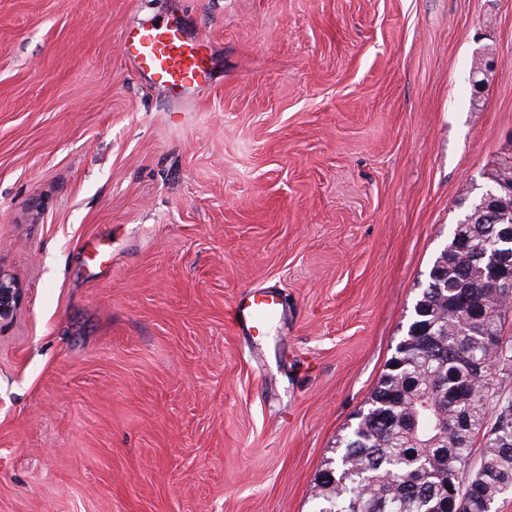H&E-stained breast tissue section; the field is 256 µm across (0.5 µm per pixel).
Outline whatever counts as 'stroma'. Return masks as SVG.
Wrapping results in <instances>:
<instances>
[{"label": "stroma", "instance_id": "obj_1", "mask_svg": "<svg viewBox=\"0 0 512 512\" xmlns=\"http://www.w3.org/2000/svg\"><path fill=\"white\" fill-rule=\"evenodd\" d=\"M172 16L182 101L121 48ZM509 161L512 0H0V512H310ZM20 297L16 283L5 279L0 274V320L6 319L12 313ZM281 312L282 303L276 288H255L230 308L227 322L241 336H261Z\"/></svg>", "mask_w": 512, "mask_h": 512}]
</instances>
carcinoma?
I'll return each instance as SVG.
<instances>
[{
    "label": "carcinoma",
    "mask_w": 512,
    "mask_h": 512,
    "mask_svg": "<svg viewBox=\"0 0 512 512\" xmlns=\"http://www.w3.org/2000/svg\"><path fill=\"white\" fill-rule=\"evenodd\" d=\"M456 224L428 276L448 260V287L422 289L406 332L432 309L444 318L439 340L448 349L395 348L373 390L364 418L336 441L317 480L313 512H458L466 498L469 512H495L500 495L512 489V403L501 407L493 425L485 423L493 368L506 349L503 339L486 345L482 330H502L509 304L480 287L490 271L474 267L469 254L453 250L458 235L471 246L493 251L490 227L481 217ZM484 364L483 375L469 361ZM482 441L480 464L473 467V446Z\"/></svg>",
    "instance_id": "cac0c4a2"
}]
</instances>
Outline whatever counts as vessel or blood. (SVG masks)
Segmentation results:
<instances>
[{"instance_id":"vessel-or-blood-1","label":"vessel or blood","mask_w":512,"mask_h":512,"mask_svg":"<svg viewBox=\"0 0 512 512\" xmlns=\"http://www.w3.org/2000/svg\"><path fill=\"white\" fill-rule=\"evenodd\" d=\"M123 49L137 72L177 96L200 90L210 72L206 40L190 36L176 20L140 27L125 39ZM281 312L277 290L257 288L230 308L227 322L238 334L253 337L261 335Z\"/></svg>"}]
</instances>
